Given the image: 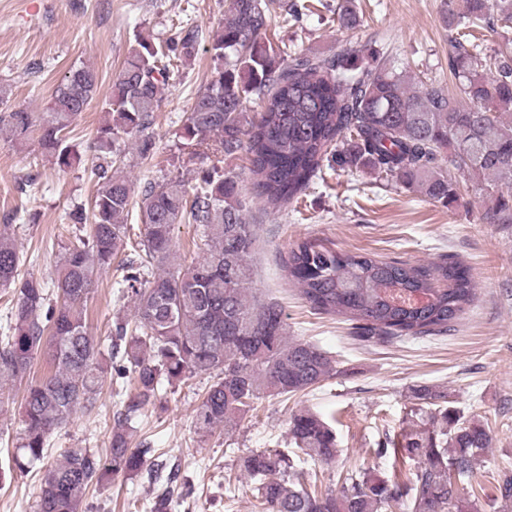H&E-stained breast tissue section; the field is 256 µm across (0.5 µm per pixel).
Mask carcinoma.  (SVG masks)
<instances>
[{"instance_id": "cac0c4a2", "label": "carcinoma", "mask_w": 512, "mask_h": 512, "mask_svg": "<svg viewBox=\"0 0 512 512\" xmlns=\"http://www.w3.org/2000/svg\"><path fill=\"white\" fill-rule=\"evenodd\" d=\"M278 9L296 21L311 5L224 0L223 29L206 48L215 62L211 78L178 135L189 159L248 155L253 187L274 208L290 202L329 158L344 173L368 168L448 208L459 201L458 177L467 176L481 185L486 220L512 223V50L489 54L475 35L477 29H512V0H464L463 11L448 10L455 30L448 69L465 105L433 82L413 87L412 76L387 57L359 66L356 47L336 58L286 54L267 38ZM338 20L348 30L360 25L352 4L340 7ZM197 45V30L188 24L163 45L138 39L113 76L94 135L100 162L93 224L66 248L51 282L20 277L15 241L0 232V288L13 293L0 343V388L29 374L45 347L53 364L26 389L14 466L24 471L42 461L53 431L78 410L95 407L107 360L127 361L134 379L107 455L89 448L60 454L42 471L36 512H83L92 485L143 470L166 484L151 512H169L188 498L191 488H173L177 471L152 459L148 443L131 448L133 420L166 384L215 375L195 409L196 428L206 435L243 420L263 397L306 391L336 371V361L320 347L288 338L277 303L250 294L255 229L246 221L235 177L216 166L203 169L191 195L177 177L146 182L143 231L128 245L125 217L135 189L122 175L119 141L134 136L141 155L150 154L161 84L170 78L171 61L191 59ZM98 84L95 68L72 69L44 111L0 112V132L20 146L37 139L45 157L65 171L77 158L70 129ZM252 96L261 111L250 114L245 103ZM177 224H195L203 234V257L185 270L171 265ZM116 260L134 300L136 334L115 322L104 352L85 311L95 277ZM283 268L312 309L347 317L365 338L439 335L476 294L457 260L411 265L344 253L317 237L288 250ZM413 397L417 421L375 449L377 457L392 459L391 471L348 473L337 491L308 483L301 468L309 458H336L332 425L309 410L292 414L294 456L267 448L240 460L241 471L257 482L263 512H388L394 505L404 512H479V497H461L458 483L481 465L491 432L478 415L448 405V394L434 386L415 389ZM495 500L512 509V476L498 481Z\"/></svg>"}]
</instances>
